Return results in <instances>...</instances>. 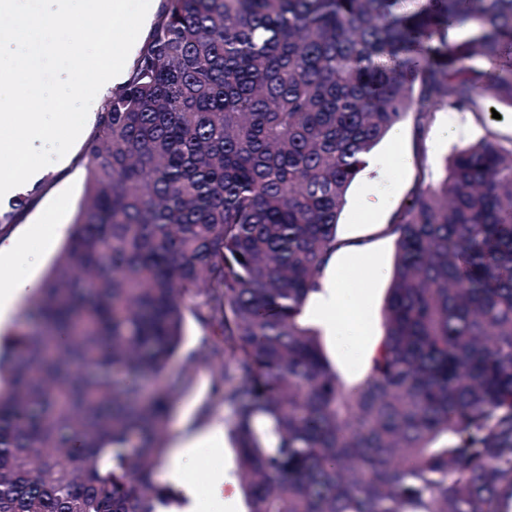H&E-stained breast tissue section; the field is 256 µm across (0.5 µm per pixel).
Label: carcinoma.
<instances>
[{
  "instance_id": "carcinoma-1",
  "label": "carcinoma",
  "mask_w": 512,
  "mask_h": 512,
  "mask_svg": "<svg viewBox=\"0 0 512 512\" xmlns=\"http://www.w3.org/2000/svg\"><path fill=\"white\" fill-rule=\"evenodd\" d=\"M481 97L512 108V0H164L31 328L0 333V512H158L202 365L248 512H512V140L455 150L386 226L362 378L304 320L366 157ZM188 315L208 337L174 371Z\"/></svg>"
}]
</instances>
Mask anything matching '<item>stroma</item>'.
<instances>
[{
  "label": "stroma",
  "mask_w": 512,
  "mask_h": 512,
  "mask_svg": "<svg viewBox=\"0 0 512 512\" xmlns=\"http://www.w3.org/2000/svg\"><path fill=\"white\" fill-rule=\"evenodd\" d=\"M486 101H479L476 110L446 108L436 113L423 142H416L414 121L402 122L403 136L400 141L383 140L375 149L376 154L391 156L399 152H421L424 163L407 170L389 169L387 179L393 185L397 204H404L419 180H437L443 171L444 160L453 147L475 143L487 132L497 134L501 142L512 140V107L500 105L499 119H492L487 112ZM447 126V137L437 135L440 126ZM83 141H76L68 152L65 167L46 166L40 191L33 205L20 221L11 226L9 235L22 239L28 244V255L34 261L37 277H44L54 263L63 244V238H56L49 244H42L39 230L42 224H61L71 227L83 198L85 168L81 161ZM371 186L367 176H360L350 187L347 201L339 219L338 234L342 240L351 243L362 241L368 244L383 267L384 276L363 289L359 301L363 307L364 322L360 340L363 351L375 347L383 333L382 310L390 284L388 276L393 266L394 244L384 236L383 229L392 215L385 212L376 217H366L361 209L362 199ZM213 375L209 367L202 366L196 372L191 388L178 400L166 425V441H174L183 427L204 424H223L228 414L222 404L216 402L213 393ZM237 454L231 442H224L221 451L202 450L191 461L188 473L192 477L200 498L210 495L209 476L217 470H236Z\"/></svg>",
  "instance_id": "35a3bbf8"
}]
</instances>
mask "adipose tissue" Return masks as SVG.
I'll return each instance as SVG.
<instances>
[{"mask_svg": "<svg viewBox=\"0 0 512 512\" xmlns=\"http://www.w3.org/2000/svg\"><path fill=\"white\" fill-rule=\"evenodd\" d=\"M134 45L116 51L104 48L91 60L84 62L71 76L70 84L74 95L83 98L94 109H101L113 87L124 83L130 66L125 56L133 55ZM38 286L32 273L19 272L0 278V329L9 327L23 305L33 297ZM309 303L319 313L326 335L334 337L344 360L360 358L358 334L357 295L335 276L326 275ZM216 434L212 428H194L184 432L171 447L166 462L161 468L164 480L181 485L190 502V512H224V499L233 495L235 483L224 472L214 473L212 499L201 500L194 484L187 478L186 469L195 453L202 448L213 447Z\"/></svg>", "mask_w": 512, "mask_h": 512, "instance_id": "obj_1", "label": "adipose tissue"}]
</instances>
